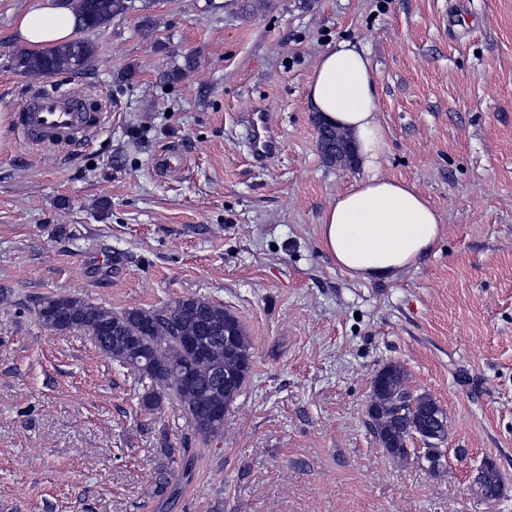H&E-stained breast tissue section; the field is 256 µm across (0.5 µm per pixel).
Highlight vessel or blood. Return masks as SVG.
Segmentation results:
<instances>
[{
	"label": "vessel or blood",
	"instance_id": "obj_1",
	"mask_svg": "<svg viewBox=\"0 0 512 512\" xmlns=\"http://www.w3.org/2000/svg\"><path fill=\"white\" fill-rule=\"evenodd\" d=\"M86 97L58 90L35 91L18 107L15 123L26 142L35 148L58 147L67 150L89 144L97 126L91 121ZM251 150L256 157H268L278 150L266 113L248 116Z\"/></svg>",
	"mask_w": 512,
	"mask_h": 512
}]
</instances>
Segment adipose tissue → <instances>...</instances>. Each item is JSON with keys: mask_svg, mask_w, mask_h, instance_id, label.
<instances>
[{"mask_svg": "<svg viewBox=\"0 0 512 512\" xmlns=\"http://www.w3.org/2000/svg\"><path fill=\"white\" fill-rule=\"evenodd\" d=\"M75 25L68 0H32L16 30L28 47L39 49L69 40ZM376 86L365 49L342 39L320 55L307 89L311 109L351 137L363 170L326 210L320 245L338 269L364 281L390 280L417 266L442 234L437 209L414 184L381 174L388 142Z\"/></svg>", "mask_w": 512, "mask_h": 512, "instance_id": "1", "label": "adipose tissue"}]
</instances>
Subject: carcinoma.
<instances>
[{"label":"carcinoma","instance_id":"cac0c4a2","mask_svg":"<svg viewBox=\"0 0 512 512\" xmlns=\"http://www.w3.org/2000/svg\"><path fill=\"white\" fill-rule=\"evenodd\" d=\"M78 27L96 28L135 9V0H74ZM93 45L83 39L45 52L19 50L16 69L24 75L50 76L78 72L94 57ZM38 322L54 334L87 330L98 348L120 366L146 373L156 390L143 398L152 409L168 397L179 401L197 435L208 441L224 431L216 410L229 411L250 377L254 361L241 320L222 305L203 298L184 297L159 309L112 310L72 294H47L33 301ZM195 336L210 338L197 352L188 346ZM385 386L375 394L369 412L382 447L394 457H408L406 440L434 399L407 386L405 369L395 363L382 368ZM503 479L476 485L486 499L502 493Z\"/></svg>","mask_w":512,"mask_h":512}]
</instances>
